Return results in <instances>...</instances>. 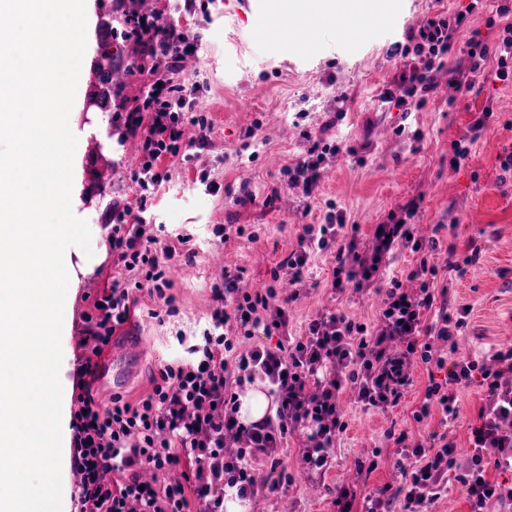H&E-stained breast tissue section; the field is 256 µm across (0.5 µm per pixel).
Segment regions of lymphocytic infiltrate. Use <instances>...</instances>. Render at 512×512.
I'll use <instances>...</instances> for the list:
<instances>
[{
    "label": "lymphocytic infiltrate",
    "mask_w": 512,
    "mask_h": 512,
    "mask_svg": "<svg viewBox=\"0 0 512 512\" xmlns=\"http://www.w3.org/2000/svg\"><path fill=\"white\" fill-rule=\"evenodd\" d=\"M473 6L451 16L435 15L408 28L403 42L393 43L388 54L403 58L402 68L386 83L380 101L384 109L407 111L423 105L438 84L436 75L448 74L456 91L471 90L478 77L512 81V6L500 4L485 20L494 31L493 41L460 40ZM139 30L148 72L160 65L177 66L197 51L198 38L158 11L146 15ZM197 87L189 81L150 84L141 104L114 113V121L126 136L140 144L141 161L130 179L142 193L134 202L112 205V261L128 274L127 281H112L86 316L85 340L91 357L77 369L81 394L72 422L71 467L77 484L81 512H224V490L236 488L240 499L252 497L259 486L275 492L291 483L281 459L289 437H297L302 460L310 472L325 473L330 452L347 424L341 418L339 394L351 386L365 407L386 409L398 405L411 383L413 359L434 364L441 380L431 381L416 420L429 417L440 406L446 419L459 413L456 392L474 381L487 389V402L472 429L473 450L469 467L458 480L465 489L470 512H489L494 504L512 503V486L486 479L485 458L496 468L512 470V345L489 351L486 359H453L432 354V340L455 345L465 325L468 309L449 313L425 284L435 274L427 253L439 247L437 236L414 237L410 223L414 203L402 206V216L390 224L376 225L373 250H360L347 232L344 211L329 208L320 225H302L298 246L271 271L272 283L263 289L242 284L241 270L224 272L223 287L214 289L216 307L199 361L165 364L150 394L138 403L113 396L109 408H101L91 385L97 377L101 356L117 329L127 323L145 290L172 304L165 290L171 281L167 270L176 256L193 260L189 236L152 251L155 238L144 224L146 193L169 178L167 161L185 152L186 125L206 131L208 122L197 115ZM309 143L304 156L285 166L290 186L301 188L304 198L315 195L323 177L326 155L339 147L321 134L304 131ZM418 253L420 260L389 272L388 255L394 246ZM330 254L332 286L336 289L386 286L387 301L374 326L354 321L345 313L329 311L308 319L299 336L288 332V307L299 294L282 295L276 281L300 284L313 256ZM420 281L417 295L401 289L402 280ZM435 319L424 324L423 314ZM429 342L418 340L419 333ZM269 337L266 345L243 348V341ZM263 383L275 410L263 419L242 425L237 414L246 386ZM234 439L236 449L226 447ZM399 449L395 461L404 481L396 489L380 488L364 498V512H429L430 505L447 488L449 469L456 464L457 450L446 435L432 434L429 443H409L406 433L394 439ZM177 480H167L170 472Z\"/></svg>",
    "instance_id": "lymphocytic-infiltrate-1"
}]
</instances>
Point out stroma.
Returning <instances> with one entry per match:
<instances>
[{"instance_id":"stroma-1","label":"stroma","mask_w":512,"mask_h":512,"mask_svg":"<svg viewBox=\"0 0 512 512\" xmlns=\"http://www.w3.org/2000/svg\"><path fill=\"white\" fill-rule=\"evenodd\" d=\"M87 49L71 109L74 133L87 146L77 154L72 183V211L96 225L102 234L86 261L81 285L72 292L64 313L61 345L69 355L63 416L72 420L78 408V362L89 356L80 329L107 281L121 277L112 262L108 224L112 204L132 200L137 187L129 169L118 162L124 147L120 134L109 131L105 112L84 113L96 79L92 62L104 22L122 13H136L141 0H87ZM457 0H378L352 27L338 18L320 19L259 9L255 0H196L194 11L181 15L182 27L199 36V46L184 77L196 82L198 110L211 124L204 145L192 148L188 161L176 162L171 178L148 201L145 217L159 241L190 235L197 255L182 264L168 293L172 305L140 291L139 304L121 334L113 336L101 365L113 352L135 360L138 370L127 382L93 396L109 401L122 395L129 402L146 397L160 364L187 358L201 343L215 307L212 289L221 284L224 268L243 271L246 286L262 288L271 269L297 246L302 225L319 223L327 202L343 209L358 227L362 244L373 241L375 225L391 212L416 201L413 218L422 234L441 225L440 248L429 261L438 269L436 286L446 287L448 307H469L467 325L457 338V353L480 357L499 344H512V182L502 181L500 159L512 150V83L477 79L471 93L448 102L435 97L412 112H384L379 96L397 67L386 51L405 30L439 11L456 9ZM345 96L337 105V96ZM491 104L494 114L484 135L471 147L467 162L452 168V145L466 133L477 109ZM255 137H246L249 128ZM324 130L328 140L344 144L327 156L326 174L310 212L299 205V189L285 187L281 170L307 149L303 128ZM251 191L252 202L237 198ZM228 226L226 238L215 225ZM245 226L238 236L236 226ZM480 247L477 263L464 275L450 271L451 256ZM330 263L316 256L300 286L288 322L297 334L313 314L340 309L372 323L383 296L373 289L332 295L327 284ZM428 365L411 366L412 384L400 403L382 413L364 408L352 391L341 395L346 432L332 451L323 478H306L296 445L283 449L282 459L294 483L252 498L250 512H333L341 487L365 496L378 487L398 486L396 447L388 428L409 438L428 441L447 434L458 449L457 465L466 467L469 437L486 391L473 384L457 392L459 415L442 424L439 411L415 420L414 413L429 385ZM371 473H364V466Z\"/></svg>"}]
</instances>
